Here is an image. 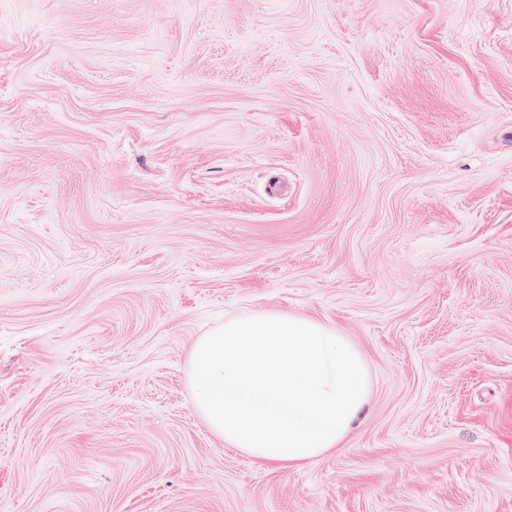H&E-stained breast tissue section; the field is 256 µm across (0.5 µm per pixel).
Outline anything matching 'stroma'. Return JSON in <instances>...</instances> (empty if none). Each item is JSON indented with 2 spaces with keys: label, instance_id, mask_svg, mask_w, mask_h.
I'll return each instance as SVG.
<instances>
[{
  "label": "stroma",
  "instance_id": "stroma-1",
  "mask_svg": "<svg viewBox=\"0 0 512 512\" xmlns=\"http://www.w3.org/2000/svg\"><path fill=\"white\" fill-rule=\"evenodd\" d=\"M319 321L299 467L188 363ZM0 512H512V0H0Z\"/></svg>",
  "mask_w": 512,
  "mask_h": 512
}]
</instances>
